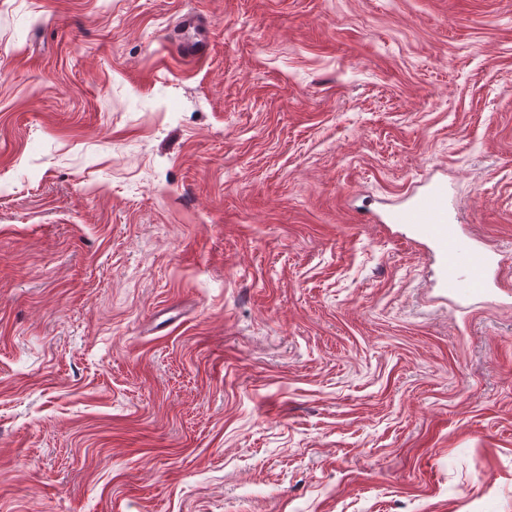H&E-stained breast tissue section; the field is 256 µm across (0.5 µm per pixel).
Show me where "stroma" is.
<instances>
[{"label": "stroma", "mask_w": 512, "mask_h": 512, "mask_svg": "<svg viewBox=\"0 0 512 512\" xmlns=\"http://www.w3.org/2000/svg\"><path fill=\"white\" fill-rule=\"evenodd\" d=\"M0 512H512V0H0ZM206 24L205 18L196 12L185 13L177 20L169 37L180 44L185 58L189 60L200 59L206 53V45L202 41L190 45L185 44L179 39L180 35L188 30H201L206 27ZM392 223L415 228L434 246L441 261L443 286L449 292L478 294L488 288L490 256L465 240L448 216L447 184L434 183L416 195L410 206L393 214Z\"/></svg>", "instance_id": "stroma-1"}]
</instances>
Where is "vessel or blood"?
I'll return each mask as SVG.
<instances>
[{
  "mask_svg": "<svg viewBox=\"0 0 512 512\" xmlns=\"http://www.w3.org/2000/svg\"><path fill=\"white\" fill-rule=\"evenodd\" d=\"M393 223L416 229L438 254L443 285L452 292L478 294L489 285L491 259L483 249L465 240L448 215V186L434 183L416 195L410 206L396 211Z\"/></svg>",
  "mask_w": 512,
  "mask_h": 512,
  "instance_id": "vessel-or-blood-1",
  "label": "vessel or blood"
}]
</instances>
